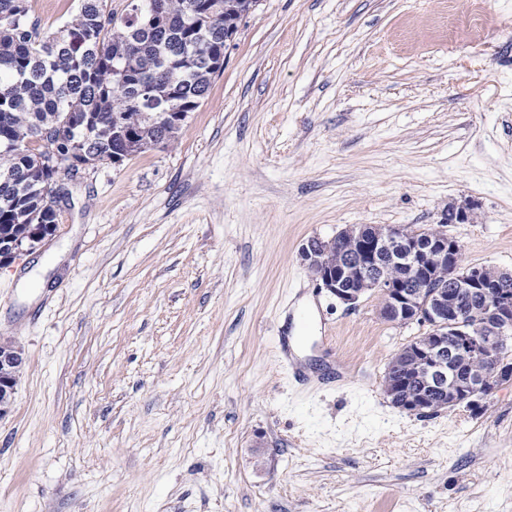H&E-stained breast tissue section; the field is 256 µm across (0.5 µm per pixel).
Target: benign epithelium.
<instances>
[{"mask_svg": "<svg viewBox=\"0 0 512 512\" xmlns=\"http://www.w3.org/2000/svg\"><path fill=\"white\" fill-rule=\"evenodd\" d=\"M473 216L465 208L448 209L443 223L423 232L409 227L355 226L329 240L317 239L305 248L304 262L317 285L336 300L354 306L368 290L380 291V315L401 325L416 322L428 327L430 340L409 367L428 387L446 391L452 403L481 412L483 400L496 384L512 381V292L498 287L499 277L512 273L487 266H471L457 275L461 252L445 227ZM55 226L35 225L23 237L0 251V268L8 267L51 238ZM406 255L411 268L423 274L425 287L405 288L396 276L382 274L383 258L392 251ZM357 277L359 288H345V274ZM453 282L455 288L444 284ZM456 336L455 350L463 366L448 369V339ZM25 362L22 349L0 338V418L9 410Z\"/></svg>", "mask_w": 512, "mask_h": 512, "instance_id": "1", "label": "benign epithelium"}]
</instances>
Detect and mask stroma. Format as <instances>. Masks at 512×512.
Returning <instances> with one entry per match:
<instances>
[{
	"label": "stroma",
	"mask_w": 512,
	"mask_h": 512,
	"mask_svg": "<svg viewBox=\"0 0 512 512\" xmlns=\"http://www.w3.org/2000/svg\"><path fill=\"white\" fill-rule=\"evenodd\" d=\"M467 7L259 0L178 142L64 180L56 234L0 270L25 354L0 512H512V383L478 414L394 407L425 327L300 258L471 203L463 266L512 272V0L448 37Z\"/></svg>",
	"instance_id": "stroma-1"
}]
</instances>
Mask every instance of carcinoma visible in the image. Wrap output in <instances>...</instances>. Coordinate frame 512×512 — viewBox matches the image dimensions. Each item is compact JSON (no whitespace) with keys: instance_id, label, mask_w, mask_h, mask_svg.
<instances>
[{"instance_id":"obj_1","label":"carcinoma","mask_w":512,"mask_h":512,"mask_svg":"<svg viewBox=\"0 0 512 512\" xmlns=\"http://www.w3.org/2000/svg\"><path fill=\"white\" fill-rule=\"evenodd\" d=\"M47 35L30 0H0V243L31 224H57L45 188L71 167L112 159V126L134 130L131 159L182 126L165 112H193L224 70L229 29L256 0H79ZM51 146L66 171L45 161Z\"/></svg>"}]
</instances>
